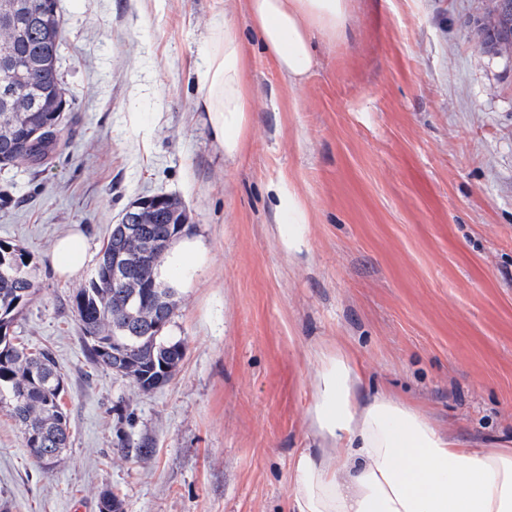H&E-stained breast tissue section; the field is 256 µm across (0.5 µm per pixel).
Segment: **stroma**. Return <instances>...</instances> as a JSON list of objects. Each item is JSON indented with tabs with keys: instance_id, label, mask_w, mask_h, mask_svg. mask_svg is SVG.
<instances>
[{
	"instance_id": "1",
	"label": "stroma",
	"mask_w": 512,
	"mask_h": 512,
	"mask_svg": "<svg viewBox=\"0 0 512 512\" xmlns=\"http://www.w3.org/2000/svg\"><path fill=\"white\" fill-rule=\"evenodd\" d=\"M352 36H315L302 86L244 0H60L70 106L48 163L0 172V241L37 292L15 323L52 350L72 445L44 470L0 411L9 512H289L314 353L344 345L370 390L512 448V62L480 50V0H348ZM243 44L254 110L229 157L197 103L216 23ZM299 199L298 244L278 187ZM178 198L194 256L172 272L185 356L149 392L90 363L52 266L80 229L96 263L135 200Z\"/></svg>"
}]
</instances>
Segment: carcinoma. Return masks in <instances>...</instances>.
Segmentation results:
<instances>
[{
  "label": "carcinoma",
  "mask_w": 512,
  "mask_h": 512,
  "mask_svg": "<svg viewBox=\"0 0 512 512\" xmlns=\"http://www.w3.org/2000/svg\"><path fill=\"white\" fill-rule=\"evenodd\" d=\"M35 18L16 12L0 20V50L16 61L11 79L24 86L11 110L0 111V166L39 164L56 149L58 121L68 105L60 57L63 43L58 0H50ZM35 140H29L33 131ZM180 201L165 212L163 224H135L136 236L124 242L116 224L98 262L72 297L82 326L88 357L97 367L128 377L142 391L167 383L184 357L182 342L159 330L170 323L175 288L162 276L164 260L154 280L145 278L142 263L130 264L127 288L112 287V251L149 245L168 252L170 244L188 229ZM35 262L24 248L0 241V407L23 430L26 446L42 464L51 467L70 445L67 413L62 404L64 379L47 349L30 350L9 334L36 293Z\"/></svg>",
  "instance_id": "carcinoma-1"
}]
</instances>
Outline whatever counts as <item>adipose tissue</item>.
<instances>
[{"mask_svg": "<svg viewBox=\"0 0 512 512\" xmlns=\"http://www.w3.org/2000/svg\"><path fill=\"white\" fill-rule=\"evenodd\" d=\"M265 51L292 85L314 64L311 36L348 37L347 0H247ZM198 102L230 156L252 112L241 44L217 24L197 73ZM88 260L80 231L60 238L52 263L65 277ZM308 409L312 445L293 460L291 512H512V448H486L439 428L419 408L366 390L343 347L316 353Z\"/></svg>", "mask_w": 512, "mask_h": 512, "instance_id": "obj_1", "label": "adipose tissue"}]
</instances>
